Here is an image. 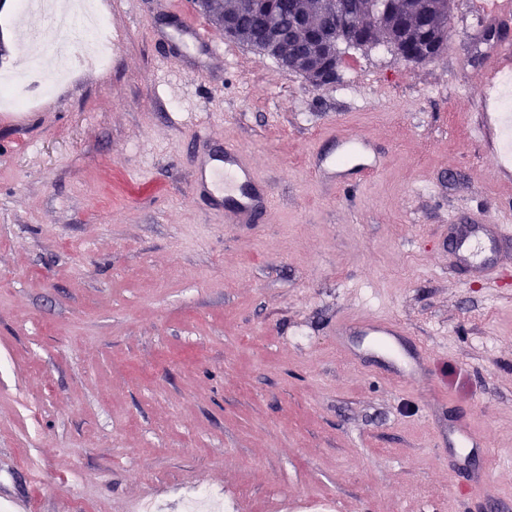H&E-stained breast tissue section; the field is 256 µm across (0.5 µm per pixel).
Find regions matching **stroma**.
Returning a JSON list of instances; mask_svg holds the SVG:
<instances>
[{"label": "stroma", "mask_w": 512, "mask_h": 512, "mask_svg": "<svg viewBox=\"0 0 512 512\" xmlns=\"http://www.w3.org/2000/svg\"><path fill=\"white\" fill-rule=\"evenodd\" d=\"M98 2L111 61L0 105V485L31 512H512V262L481 282L446 242L512 205L471 137L512 16L455 0L437 57L357 50L315 87L189 0ZM29 28L84 40L0 14V74L30 67ZM343 135L382 161L347 191L311 165ZM228 142L265 222L225 223L195 186ZM368 317L403 333L337 336ZM420 345L422 381L393 378ZM462 423L487 455L449 442Z\"/></svg>", "instance_id": "35a3bbf8"}]
</instances>
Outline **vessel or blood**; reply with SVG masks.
Returning <instances> with one entry per match:
<instances>
[{
  "label": "vessel or blood",
  "mask_w": 512,
  "mask_h": 512,
  "mask_svg": "<svg viewBox=\"0 0 512 512\" xmlns=\"http://www.w3.org/2000/svg\"><path fill=\"white\" fill-rule=\"evenodd\" d=\"M473 140L490 141L498 137L494 151L498 176L507 184L512 183V113L484 112L472 127ZM343 163L362 161L364 175L376 173L379 160L365 161L363 142L347 138ZM224 168L219 172V182L224 187L227 205L224 221L228 224H250L270 212L271 193L247 158L246 152L237 145L225 144ZM512 243V222L498 217L483 216L470 224H455L450 228L448 246L458 262L473 273L490 276L504 262L502 248Z\"/></svg>",
  "instance_id": "vessel-or-blood-1"
}]
</instances>
